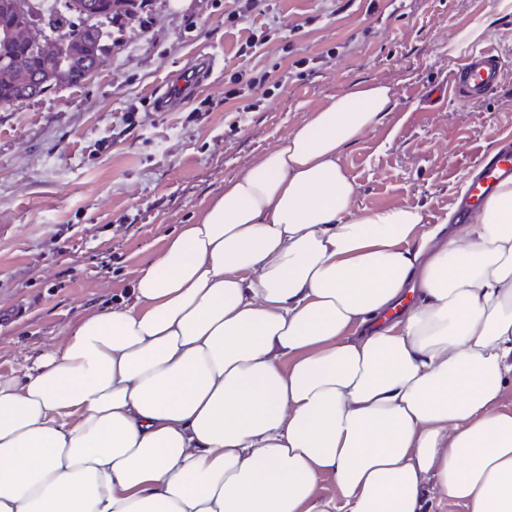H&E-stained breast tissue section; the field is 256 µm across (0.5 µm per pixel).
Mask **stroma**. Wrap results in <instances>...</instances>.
Returning a JSON list of instances; mask_svg holds the SVG:
<instances>
[{"mask_svg":"<svg viewBox=\"0 0 512 512\" xmlns=\"http://www.w3.org/2000/svg\"><path fill=\"white\" fill-rule=\"evenodd\" d=\"M171 2L104 21L89 79L0 106L1 375L125 298L136 269L225 180L353 83L388 85L394 102L342 156L354 210L412 206L447 223L479 155L512 146V18L483 38L504 62L484 102L428 95L458 64L449 41L494 0ZM206 55L214 70L194 99L156 111V95ZM242 71L256 87L225 100Z\"/></svg>","mask_w":512,"mask_h":512,"instance_id":"35a3bbf8","label":"stroma"}]
</instances>
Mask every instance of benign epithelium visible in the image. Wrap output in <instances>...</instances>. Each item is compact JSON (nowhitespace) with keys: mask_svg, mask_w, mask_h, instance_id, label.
I'll return each mask as SVG.
<instances>
[{"mask_svg":"<svg viewBox=\"0 0 512 512\" xmlns=\"http://www.w3.org/2000/svg\"><path fill=\"white\" fill-rule=\"evenodd\" d=\"M72 8L87 24L64 26L49 23L31 14L30 0H10L8 10L11 21L0 27V39L13 46L30 48L39 53L47 69L35 73L16 64H0V88L16 90L21 94L35 97L54 85L64 86L74 81L72 74L53 65L63 62L72 55L79 57L89 67L99 59L98 30L91 23L98 18L94 6L87 0H74Z\"/></svg>","mask_w":512,"mask_h":512,"instance_id":"7a95c632","label":"benign epithelium"}]
</instances>
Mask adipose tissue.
Wrapping results in <instances>:
<instances>
[{"label": "adipose tissue", "mask_w": 512, "mask_h": 512, "mask_svg": "<svg viewBox=\"0 0 512 512\" xmlns=\"http://www.w3.org/2000/svg\"><path fill=\"white\" fill-rule=\"evenodd\" d=\"M391 109L331 98L0 375V512H512V182L476 224L354 212Z\"/></svg>", "instance_id": "adipose-tissue-1"}]
</instances>
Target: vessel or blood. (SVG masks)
Instances as JSON below:
<instances>
[{
	"mask_svg": "<svg viewBox=\"0 0 512 512\" xmlns=\"http://www.w3.org/2000/svg\"><path fill=\"white\" fill-rule=\"evenodd\" d=\"M503 76L504 64L498 52L483 48L472 53L453 73L451 88L464 102L475 105L502 82ZM199 77V71H193L177 79L169 86L166 97L157 101V110L166 111L182 106L197 85ZM472 170L465 194L454 202L459 219L466 223L470 222L502 182L512 180V147L480 155Z\"/></svg>",
	"mask_w": 512,
	"mask_h": 512,
	"instance_id": "obj_1",
	"label": "vessel or blood"
}]
</instances>
